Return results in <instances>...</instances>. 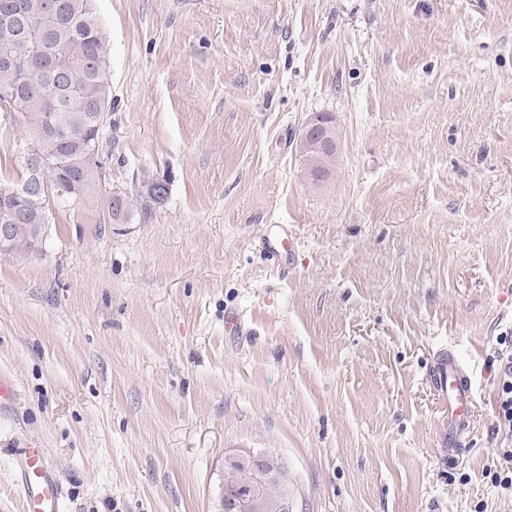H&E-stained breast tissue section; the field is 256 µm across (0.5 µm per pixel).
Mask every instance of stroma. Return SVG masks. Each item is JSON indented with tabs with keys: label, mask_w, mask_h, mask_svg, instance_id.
Listing matches in <instances>:
<instances>
[{
	"label": "stroma",
	"mask_w": 512,
	"mask_h": 512,
	"mask_svg": "<svg viewBox=\"0 0 512 512\" xmlns=\"http://www.w3.org/2000/svg\"><path fill=\"white\" fill-rule=\"evenodd\" d=\"M102 187L0 256V512L44 448L61 512H217L225 453L283 457L301 512H512V0H92ZM329 113L330 174L297 139ZM24 123L0 112V180ZM167 199L113 223L103 194ZM468 371L466 453L430 386ZM502 385L501 392L499 393V418L500 425L498 427V431H500L501 426L505 431L504 440L509 441L511 446L512 444V351L510 348V354L506 357L501 358V368H500ZM431 383L437 396L442 426L441 455L455 460L464 450L463 445L472 431L473 395L466 370L455 357L440 351L435 359ZM499 457L502 460L499 469L493 473V480L497 486L512 495V448H499Z\"/></svg>",
	"instance_id": "obj_1"
}]
</instances>
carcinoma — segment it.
Masks as SVG:
<instances>
[{
  "label": "carcinoma",
  "mask_w": 512,
  "mask_h": 512,
  "mask_svg": "<svg viewBox=\"0 0 512 512\" xmlns=\"http://www.w3.org/2000/svg\"><path fill=\"white\" fill-rule=\"evenodd\" d=\"M25 15L32 22L51 15L54 0H22ZM62 20H50L47 35L37 44L18 39L9 44L12 62L0 65V109L18 112L25 117L29 142L40 145L42 152L64 154L81 162L74 181L79 197L101 184V163L86 161V153L95 142L99 112L112 111L110 96V53L91 0H63ZM61 66L67 84L48 89L53 66ZM32 178V166L25 168L21 179L10 186L0 185V210L17 209L13 245L7 255L21 257L31 253V244L40 234L39 225L48 223V208L38 201L21 203L10 197L14 187ZM115 224H130L146 210L142 197L126 199L124 206L106 200Z\"/></svg>",
  "instance_id": "cac0c4a2"
}]
</instances>
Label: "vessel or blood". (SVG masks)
Here are the masks:
<instances>
[{
  "label": "vessel or blood",
  "instance_id": "vessel-or-blood-1",
  "mask_svg": "<svg viewBox=\"0 0 512 512\" xmlns=\"http://www.w3.org/2000/svg\"><path fill=\"white\" fill-rule=\"evenodd\" d=\"M442 426L440 453L455 460L463 451L472 431L473 395L466 370L448 352H439L431 374ZM15 476L23 512H59L62 485L44 449L33 446L18 449L14 455Z\"/></svg>",
  "mask_w": 512,
  "mask_h": 512
}]
</instances>
